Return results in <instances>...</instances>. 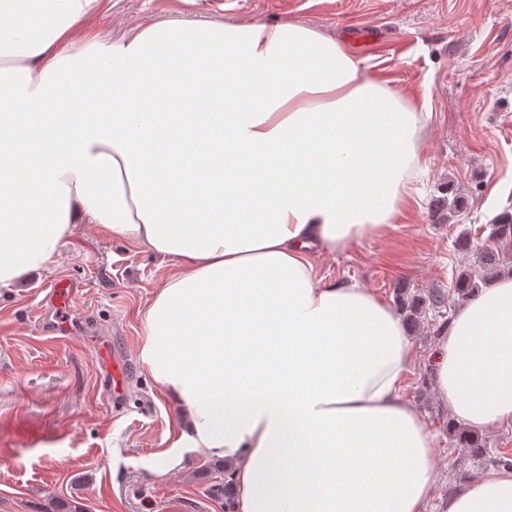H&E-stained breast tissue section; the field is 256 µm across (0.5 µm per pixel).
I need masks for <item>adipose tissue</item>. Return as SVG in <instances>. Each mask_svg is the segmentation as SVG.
<instances>
[{
  "label": "adipose tissue",
  "mask_w": 512,
  "mask_h": 512,
  "mask_svg": "<svg viewBox=\"0 0 512 512\" xmlns=\"http://www.w3.org/2000/svg\"><path fill=\"white\" fill-rule=\"evenodd\" d=\"M109 0H0V292L79 224L170 259L140 361L181 407L169 454L224 459L234 512H423L432 436L400 381L404 320L356 278L320 277L412 199L426 100L294 22L163 27L99 43ZM85 42L92 56L75 54ZM453 424L512 420V274L437 338ZM443 512H512V471Z\"/></svg>",
  "instance_id": "1"
}]
</instances>
